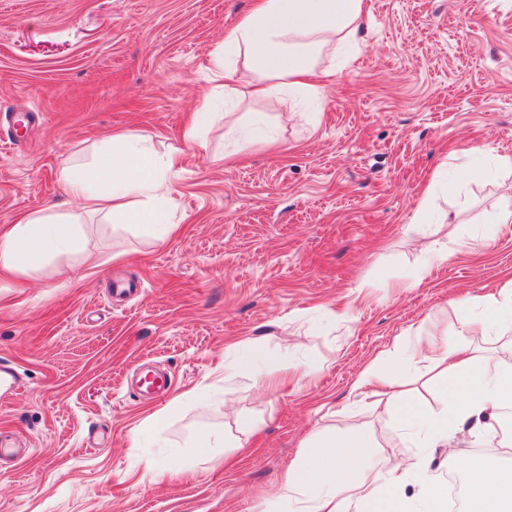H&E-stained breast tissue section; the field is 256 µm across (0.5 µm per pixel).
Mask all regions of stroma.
<instances>
[{"label": "stroma", "instance_id": "35a3bbf8", "mask_svg": "<svg viewBox=\"0 0 512 512\" xmlns=\"http://www.w3.org/2000/svg\"><path fill=\"white\" fill-rule=\"evenodd\" d=\"M368 2L355 49L305 108L245 96L256 75L241 58L213 79L212 52L256 0H0L1 228L70 213L64 168L112 135L182 153L164 172L179 203L168 238L84 214L93 263L68 253L69 278H0V361L19 376L0 388V433L26 450L0 460V512H276L302 439L334 426L414 457L350 386L397 336L448 333L452 299L512 289V223L477 245L512 207V173L494 168L512 156V0ZM214 93L224 116L202 152L188 118ZM258 112L264 140L242 133ZM434 182L453 190L418 223ZM433 251L446 260L401 287ZM322 311L339 318L316 336ZM254 337L287 372L307 353L323 369L272 394L225 382L226 346ZM141 363L170 375L166 397L133 390ZM153 413L161 433L131 447ZM238 413L262 429L205 463L198 433Z\"/></svg>", "mask_w": 512, "mask_h": 512}]
</instances>
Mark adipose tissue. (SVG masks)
<instances>
[{"instance_id":"1","label":"adipose tissue","mask_w":512,"mask_h":512,"mask_svg":"<svg viewBox=\"0 0 512 512\" xmlns=\"http://www.w3.org/2000/svg\"><path fill=\"white\" fill-rule=\"evenodd\" d=\"M368 15L364 0H258L255 10L229 32L212 55L216 77L230 74V62L241 57L263 76L255 94L288 93L298 100L316 98V66L323 48L355 42ZM117 150L96 164L66 169L63 181L77 213L119 217L163 239L173 229L158 201L172 191L161 174L177 158H157L139 136H117ZM76 213V215H77ZM76 215L51 221L34 214L19 215L0 230V270L31 275L55 265L66 253L81 248ZM452 332L441 338L395 341L397 371H434L445 406L427 408L402 384L385 379L377 363L358 375L353 390L359 403L396 414L403 436L429 457L445 451L454 465L463 454L456 434L464 427L479 432L493 426L506 403H512V289L475 294L456 302ZM481 332L492 339V352L463 349L458 337ZM278 367L263 343L249 338L227 348L224 377L262 384L275 391ZM369 436L330 429L302 441L296 463L289 467L278 500L285 512H402L396 492L405 484L408 467L387 456H374ZM469 512H512V472L476 462L466 469Z\"/></svg>"}]
</instances>
